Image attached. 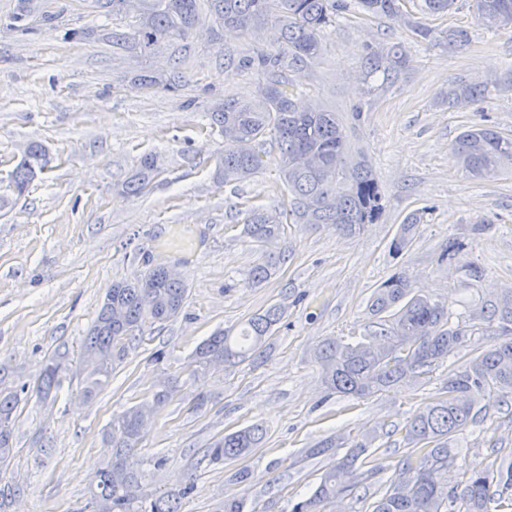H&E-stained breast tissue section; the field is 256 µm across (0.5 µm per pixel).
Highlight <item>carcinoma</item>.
<instances>
[{"label": "carcinoma", "mask_w": 512, "mask_h": 512, "mask_svg": "<svg viewBox=\"0 0 512 512\" xmlns=\"http://www.w3.org/2000/svg\"><path fill=\"white\" fill-rule=\"evenodd\" d=\"M130 0H90L91 12L117 17L126 13ZM358 4L367 16H384L406 26L425 42L456 51L469 42L465 29H436L423 22L444 15L456 0H138L139 22L129 32L112 31L104 39L114 49L150 47L159 42L187 39L207 12L220 27H231L254 39L246 53L224 45V67L248 71L262 78L255 100L224 99L209 113V125L224 137V154L216 158V177L225 183L243 181L264 166L262 146L277 150L281 180L288 204L269 211L253 207L244 222V234L262 250L261 261L251 268V278H270L281 255L267 251L288 235V225L317 227L330 224L342 236L355 237L365 225L382 215L381 186L366 155L352 152L346 119L338 112L299 98L295 76L315 63L325 50L327 28ZM478 22L489 31L512 24V0H473ZM38 17L52 25L54 16L41 10L40 0H16L10 22L0 33ZM409 51L400 42H386L367 53L361 73L364 93L375 83L398 80L410 67ZM486 95L482 85L455 83L443 95L454 106ZM461 169L471 179L512 174V135L492 127L473 126L453 144ZM48 153L32 144L11 174L14 191L21 195L44 170ZM157 170L156 158L144 157L125 192L136 194L149 184ZM420 214L406 216L391 246L397 253L416 240ZM187 288L178 274L149 267L133 282L115 283L105 294L81 355L87 375L83 392L91 397L112 376L115 361L126 344L142 339L143 326L178 317ZM369 308L384 318L380 330L364 342L346 343L330 337L317 350L326 387L343 396L367 397L398 384L417 385L440 362L481 334L493 340L471 350L448 372L444 396L417 411L405 425L410 445L399 465L400 474L375 502L372 512H512V460L502 457L472 472L453 485L443 475L458 457L451 448L456 436L477 424L491 403L512 395V290L482 302L468 319L451 322L448 306L413 291L406 273L389 277L373 293ZM284 306L274 304L251 317L240 335L217 330L195 349L192 375L198 380L212 368L233 365L256 354L277 330ZM501 329V336L492 331ZM66 368L59 355L43 365L36 390L48 396L61 386ZM21 386L0 388V465L13 457V424ZM171 386L163 382L152 398L114 417L105 433L112 448L107 465L92 480L83 512H182V502L194 489L186 486L149 497L142 492L141 475L132 451L141 442L147 421L163 408ZM266 429L255 424L215 440L208 449L213 462L239 459L259 447ZM377 435L364 432L350 450L336 457V438H324L307 449L310 457L331 463L311 494L293 504L291 512H324L327 503L349 496L379 470L369 469L364 455Z\"/></svg>", "instance_id": "carcinoma-1"}]
</instances>
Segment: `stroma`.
Wrapping results in <instances>:
<instances>
[{
    "mask_svg": "<svg viewBox=\"0 0 512 512\" xmlns=\"http://www.w3.org/2000/svg\"><path fill=\"white\" fill-rule=\"evenodd\" d=\"M54 27L0 35V367L5 386L21 388L13 427L14 456L0 484L20 488L9 512H79L89 485L111 450L103 431L113 415L146 399L165 376L177 386L148 421L134 451L144 492L161 494L193 484L182 512H216L227 498L245 499L256 512H290L327 467L303 451L328 435H381L370 457L381 470L355 495L327 512H372L397 476L407 451L409 418L439 397L453 368L440 364L417 386L399 385L362 399L328 393L316 359L331 336L352 342L376 330L368 310L376 288L406 272L414 291L459 313L512 286V175L468 179L452 144L472 125L512 132V26L486 31L470 0L433 19L463 28L469 43L454 52L415 40L387 18L362 14L329 28L326 50L298 80L304 99L334 112L364 104V119L349 130L381 181L384 212L354 238L327 225L292 224L279 244L285 259L266 282L249 278L258 253L242 227L252 207L280 208L287 192L275 161L254 177L217 183L215 157L224 140L208 114L224 98L255 97L256 74L224 66V47L248 51L250 38L202 20L186 40L149 50L113 52L98 39L73 40L70 30L93 25L83 0H41ZM403 42L411 67L397 81L363 96L360 66L368 47ZM181 68L187 81L167 91L134 85L139 74L168 79ZM486 86L487 95L461 107L443 104L450 84ZM45 144L49 163L23 195L10 174L26 147ZM157 155L159 172L142 194L123 184L142 156ZM419 213L412 246L394 253L404 218ZM486 225L473 235L472 225ZM463 243L443 256L448 241ZM176 269L187 285L182 314L146 324L142 341L127 345L110 383L93 398L82 394L81 344L112 283L140 277L147 265ZM481 270L469 285L468 266ZM279 303L286 313L260 356L190 375V354L216 329L238 332L251 316ZM69 361L56 398L33 389L43 361L55 351ZM165 357L154 361L153 354ZM208 394L194 410L197 391ZM254 423L265 443L247 456L210 463L207 450L224 434ZM461 453L446 478L478 471L494 455H512V398L490 405L478 427L456 440ZM164 466H156L157 458ZM248 481H233L238 469Z\"/></svg>",
    "mask_w": 512,
    "mask_h": 512,
    "instance_id": "1",
    "label": "stroma"
}]
</instances>
